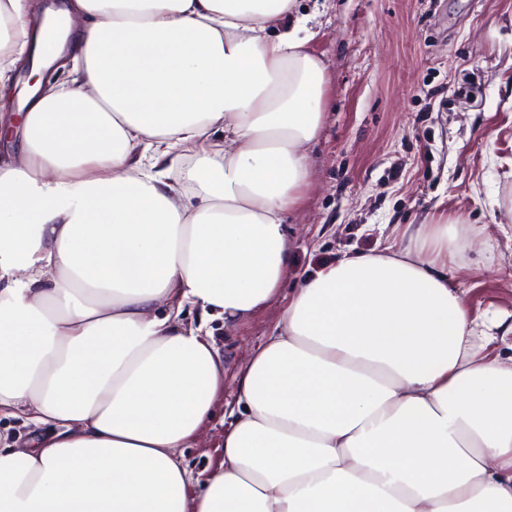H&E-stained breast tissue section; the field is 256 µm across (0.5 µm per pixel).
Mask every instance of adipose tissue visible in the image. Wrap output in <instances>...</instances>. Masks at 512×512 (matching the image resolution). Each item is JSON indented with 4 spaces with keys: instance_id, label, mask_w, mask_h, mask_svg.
I'll use <instances>...</instances> for the list:
<instances>
[{
    "instance_id": "ef3b65f1",
    "label": "adipose tissue",
    "mask_w": 512,
    "mask_h": 512,
    "mask_svg": "<svg viewBox=\"0 0 512 512\" xmlns=\"http://www.w3.org/2000/svg\"><path fill=\"white\" fill-rule=\"evenodd\" d=\"M0 37V418L41 430L0 512H512V362L443 216L290 288L188 491L225 367L181 314L232 328L292 272L326 94L295 0H0Z\"/></svg>"
}]
</instances>
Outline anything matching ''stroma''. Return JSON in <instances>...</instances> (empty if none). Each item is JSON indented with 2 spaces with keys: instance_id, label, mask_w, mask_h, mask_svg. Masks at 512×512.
I'll return each instance as SVG.
<instances>
[{
  "instance_id": "35a3bbf8",
  "label": "stroma",
  "mask_w": 512,
  "mask_h": 512,
  "mask_svg": "<svg viewBox=\"0 0 512 512\" xmlns=\"http://www.w3.org/2000/svg\"><path fill=\"white\" fill-rule=\"evenodd\" d=\"M327 65L325 121L311 180L287 218L297 273L343 254L400 245L429 214L459 220L448 267L470 309L512 357V0H296ZM498 207H491V200ZM288 300L225 330L224 389L183 449L192 475L223 457L224 412L246 351L272 333Z\"/></svg>"
}]
</instances>
